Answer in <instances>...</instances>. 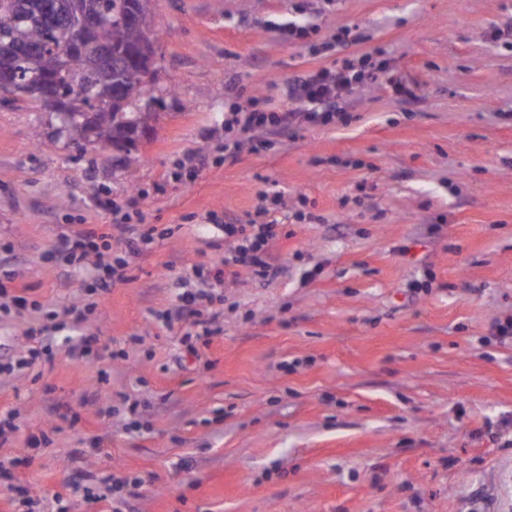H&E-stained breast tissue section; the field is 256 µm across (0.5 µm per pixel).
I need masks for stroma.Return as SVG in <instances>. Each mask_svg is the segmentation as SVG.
<instances>
[{"label":"stroma","instance_id":"1","mask_svg":"<svg viewBox=\"0 0 512 512\" xmlns=\"http://www.w3.org/2000/svg\"><path fill=\"white\" fill-rule=\"evenodd\" d=\"M153 20L137 163L0 93V278L28 288L0 342L27 349L80 299L91 263L55 252L111 223L107 202L137 196L132 223L156 229L70 330L97 337L88 354L59 339L0 374L13 482L46 512L109 476L143 481L126 512H512V0H155ZM364 55L392 81L343 120L225 159L235 104ZM188 151L208 162L187 186ZM262 206L266 280L224 262L225 225ZM197 288L219 313L205 342L160 318ZM66 325L67 321H57V315L54 313L43 314L42 320L36 326L30 327L27 332L30 338L39 343V347H30L25 352L10 357L8 363L3 366H1L0 359V373L1 370L13 373L27 368L39 360L51 362L53 354L51 340L55 338L51 335L60 332ZM44 340L47 341L45 345H43Z\"/></svg>","mask_w":512,"mask_h":512}]
</instances>
